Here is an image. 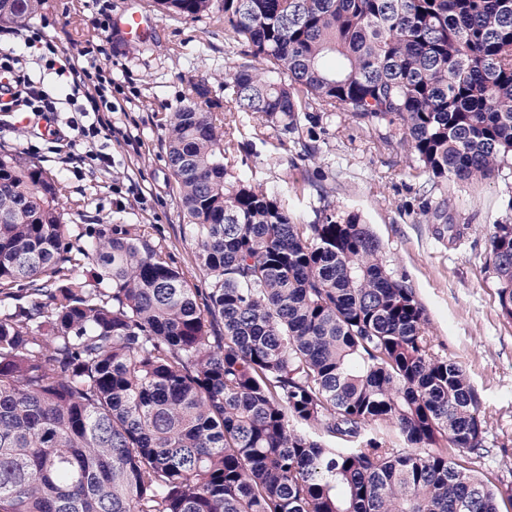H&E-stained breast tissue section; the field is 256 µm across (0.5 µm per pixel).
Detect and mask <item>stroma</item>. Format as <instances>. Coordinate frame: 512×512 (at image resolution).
Masks as SVG:
<instances>
[{
	"label": "stroma",
	"mask_w": 512,
	"mask_h": 512,
	"mask_svg": "<svg viewBox=\"0 0 512 512\" xmlns=\"http://www.w3.org/2000/svg\"><path fill=\"white\" fill-rule=\"evenodd\" d=\"M131 11L156 16L150 41L134 45L114 30H101V15L114 19ZM39 18L50 22L66 55L93 46L111 60L112 80L131 100L129 111L113 113L112 121L137 144L96 140V149L111 155L112 168L106 173L89 162L79 175L59 163L53 143L35 140L25 122L0 132V148L24 152L55 176L70 232L87 225H140L191 287L208 288L196 246L181 232L165 124L182 105L190 79L208 78L213 99L223 100L220 78L245 62L243 46L211 19L157 16L154 0H43ZM235 125L239 146L230 175L281 198L295 223H314L330 204L361 215L378 237L387 269L412 285L424 307L435 351L466 370L481 398L486 441L496 459L462 449L452 450V457L496 485L512 484V321L500 313L487 262L492 224L512 219V167L492 180L451 185L447 223L427 224L420 213L437 205L440 195L431 192L428 176L409 168L400 146L387 141L385 126L313 110L301 115L292 134L258 127L248 112L236 113ZM305 143L316 147L314 157L303 156Z\"/></svg>",
	"instance_id": "obj_1"
}]
</instances>
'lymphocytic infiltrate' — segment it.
Instances as JSON below:
<instances>
[{"mask_svg": "<svg viewBox=\"0 0 512 512\" xmlns=\"http://www.w3.org/2000/svg\"><path fill=\"white\" fill-rule=\"evenodd\" d=\"M22 49L0 52V116L21 110L34 112L48 123L47 133L59 137L60 124L77 131L86 143L111 130L110 113L117 109L104 85V70L85 48L81 58H64L46 28L15 30ZM55 74L67 91L58 94L46 85L45 73Z\"/></svg>", "mask_w": 512, "mask_h": 512, "instance_id": "f902f5d3", "label": "lymphocytic infiltrate"}]
</instances>
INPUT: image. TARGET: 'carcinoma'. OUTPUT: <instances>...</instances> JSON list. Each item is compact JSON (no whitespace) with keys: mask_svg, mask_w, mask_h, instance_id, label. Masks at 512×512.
Instances as JSON below:
<instances>
[{"mask_svg":"<svg viewBox=\"0 0 512 512\" xmlns=\"http://www.w3.org/2000/svg\"><path fill=\"white\" fill-rule=\"evenodd\" d=\"M41 3L0 0V28ZM221 11L249 60L222 105L189 81L165 135L205 295L136 225L70 245L57 181L0 149V512H499L503 491L448 456L483 449L481 400L361 216L296 224L228 164L234 113L293 132L317 108L385 125L436 184L494 178L512 161V0ZM487 246L512 320V223Z\"/></svg>","mask_w":512,"mask_h":512,"instance_id":"obj_1","label":"carcinoma"}]
</instances>
